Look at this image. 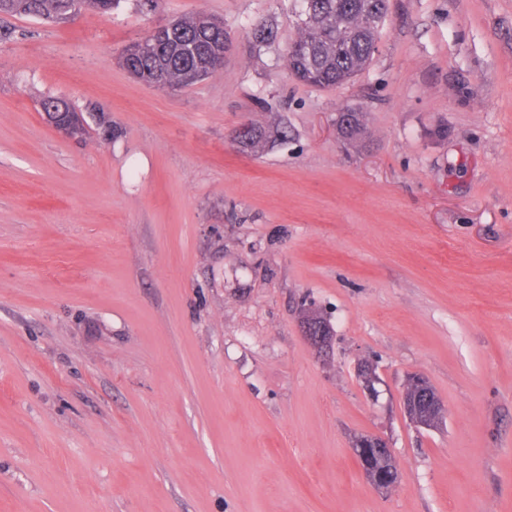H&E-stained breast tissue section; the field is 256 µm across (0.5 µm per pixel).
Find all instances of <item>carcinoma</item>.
Here are the masks:
<instances>
[{"label": "carcinoma", "mask_w": 512, "mask_h": 512, "mask_svg": "<svg viewBox=\"0 0 512 512\" xmlns=\"http://www.w3.org/2000/svg\"><path fill=\"white\" fill-rule=\"evenodd\" d=\"M121 0H0V14L33 17L58 23L65 15L84 7L97 9L105 16ZM295 13L296 36L285 50L290 72L300 81L323 88L339 87L364 70L378 48V35L388 13V0H300ZM173 29L164 40L147 35L142 49L134 56L121 52L119 62L131 69L149 87L181 89L189 70L205 78L223 67L207 56L228 35L223 22L202 12L172 19ZM50 117L74 114L76 110L61 96H46L40 101ZM336 129L345 140L365 133V113L346 110L337 113ZM267 143L266 131L251 125L242 135L243 148L255 151Z\"/></svg>", "instance_id": "cac0c4a2"}]
</instances>
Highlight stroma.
Wrapping results in <instances>:
<instances>
[{
  "label": "stroma",
  "mask_w": 512,
  "mask_h": 512,
  "mask_svg": "<svg viewBox=\"0 0 512 512\" xmlns=\"http://www.w3.org/2000/svg\"><path fill=\"white\" fill-rule=\"evenodd\" d=\"M295 8L0 15V512H512V0H389L337 88L288 71ZM196 11L231 37L223 69L166 90L119 65ZM47 95L116 137L61 136ZM249 124L288 138L242 151ZM412 373L441 428L408 422ZM364 434L395 452L389 492L352 453ZM336 129L344 140H354L362 136L366 130L365 113L359 110L338 112L336 116Z\"/></svg>",
  "instance_id": "1"
}]
</instances>
